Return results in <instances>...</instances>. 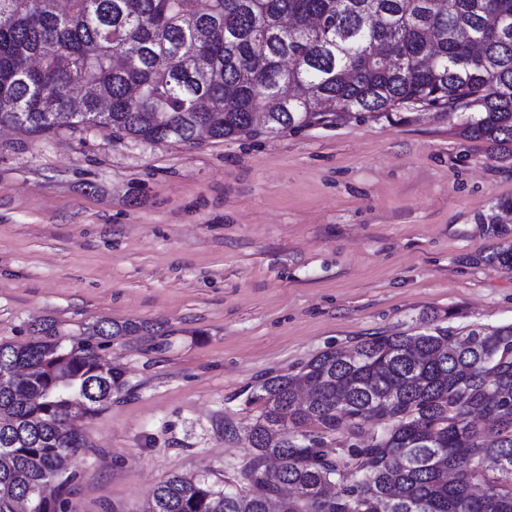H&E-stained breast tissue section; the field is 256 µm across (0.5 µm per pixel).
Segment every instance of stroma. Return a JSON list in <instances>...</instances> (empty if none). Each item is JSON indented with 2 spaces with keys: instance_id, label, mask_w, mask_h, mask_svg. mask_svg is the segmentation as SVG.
Wrapping results in <instances>:
<instances>
[{
  "instance_id": "obj_1",
  "label": "stroma",
  "mask_w": 512,
  "mask_h": 512,
  "mask_svg": "<svg viewBox=\"0 0 512 512\" xmlns=\"http://www.w3.org/2000/svg\"><path fill=\"white\" fill-rule=\"evenodd\" d=\"M415 108L201 143L0 130V342L63 343L101 319L161 327L104 344L126 386L82 422L76 512H142L175 474L245 492L251 401L376 334L512 324V161ZM506 213L504 234L482 222Z\"/></svg>"
}]
</instances>
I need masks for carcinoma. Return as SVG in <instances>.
Wrapping results in <instances>:
<instances>
[{"instance_id": "carcinoma-1", "label": "carcinoma", "mask_w": 512, "mask_h": 512, "mask_svg": "<svg viewBox=\"0 0 512 512\" xmlns=\"http://www.w3.org/2000/svg\"><path fill=\"white\" fill-rule=\"evenodd\" d=\"M405 105L455 113L461 137L511 160L512 0H0V126L30 137L194 143L257 115L270 132L406 122ZM480 261L512 270V247ZM38 333L0 343V512H75L72 410L92 417L125 388L98 345L157 330L104 319L69 347ZM251 399L248 491L175 474L144 512H512V325L370 336Z\"/></svg>"}]
</instances>
